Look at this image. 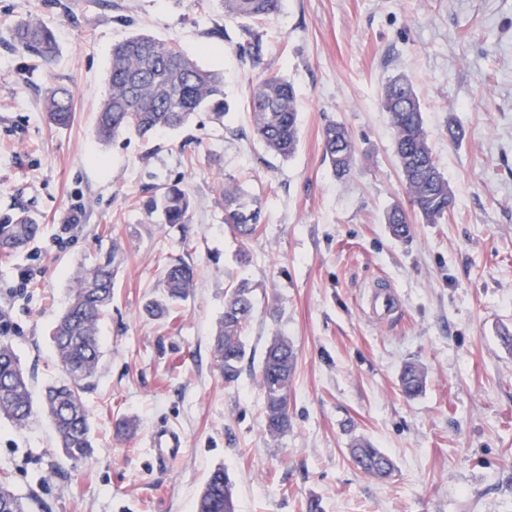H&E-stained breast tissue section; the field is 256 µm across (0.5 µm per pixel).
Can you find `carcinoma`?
<instances>
[{
    "label": "carcinoma",
    "mask_w": 512,
    "mask_h": 512,
    "mask_svg": "<svg viewBox=\"0 0 512 512\" xmlns=\"http://www.w3.org/2000/svg\"><path fill=\"white\" fill-rule=\"evenodd\" d=\"M281 0H224L227 15L260 23L276 15ZM241 56L261 64L264 43L259 32L246 26ZM14 51L44 64L58 56L55 31L30 15L21 16L11 30ZM47 121L66 127L74 119V96L70 89L56 86L42 98ZM388 113L394 133L395 153L411 210L425 224H442L453 209L448 179L429 146L422 107L412 85L402 75L385 85L380 101ZM252 132L266 149L281 158L293 156L300 141L296 90L278 73L265 72L253 87L248 101ZM211 113L222 125L228 111L224 100V76L200 66L174 43H163L145 33H135L112 46L108 92L97 112L99 140L109 142L121 133L139 137L184 126L196 112ZM323 147L335 173L343 177L352 166L354 142L341 123H329L322 130ZM148 206L161 214L165 224H185L191 201L179 184L155 188ZM263 208L259 198L248 195L236 181L224 182V223L243 239L256 236L262 226ZM385 223L396 238L410 233L404 208L394 205L386 211ZM39 225L26 216L0 222V254L10 255L37 235ZM120 249L112 247L91 267L74 276L69 301L52 329V342L65 378L48 386L41 399V411L52 422L57 447L63 458L75 465L94 451L91 422L84 393L95 377L102 358L99 322L112 305L115 263ZM194 267L183 259L163 265L162 291L144 305L152 319L165 317L172 307L186 300L194 285ZM254 308V289L241 281L231 286L224 299L212 343L215 363L224 381L234 382L246 358L245 333ZM297 355L293 344L283 336L267 346L261 365L259 386L263 399L265 433L273 441L292 426L289 388ZM425 371L406 363L399 376L401 392L412 397L423 391ZM35 414L29 378L12 342L0 339V419L14 427H26ZM357 468L385 482L395 472L392 459L367 440H357L351 448ZM34 493L22 495L0 479V512H31ZM195 512H236L234 485L224 468L209 474L195 503Z\"/></svg>",
    "instance_id": "cac0c4a2"
}]
</instances>
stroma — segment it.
<instances>
[{"label": "stroma", "mask_w": 512, "mask_h": 512, "mask_svg": "<svg viewBox=\"0 0 512 512\" xmlns=\"http://www.w3.org/2000/svg\"><path fill=\"white\" fill-rule=\"evenodd\" d=\"M26 13L54 28L52 65L12 50L10 29ZM258 28L259 68L240 58L242 23L221 0H0V220L25 215L40 226L24 250L0 255V311L33 396L63 377L51 332L74 273L112 245L125 251L100 325L104 356L84 394L94 454L60 475L44 414L22 430L1 420L0 474L36 492L34 512H194L219 465L237 512H303L313 496L324 512H512V350L500 341L512 330V0H283ZM137 32L223 71V124L199 112L146 141H99L112 46ZM266 69L298 95L300 143L287 160L251 132L247 102ZM399 72L455 194L448 223L413 220L402 240L384 222L407 196L379 105ZM57 84L75 96L65 128L41 112ZM452 120L466 130L458 144ZM331 121L356 147L342 179L324 154ZM231 179L263 203L264 230L247 241L224 222ZM174 182L192 206L187 223L163 224L144 206L147 189ZM76 204L81 222L58 242ZM171 258L196 267L195 285L165 319L146 318ZM240 277L254 285L255 307L241 375L228 383L212 336ZM380 282L396 304L377 321L365 299ZM277 333L293 343L297 367L292 428L273 442L259 370ZM408 361L427 372L413 398L398 386ZM122 417L136 427L119 436ZM159 430L182 440L165 466L150 445ZM360 438L392 458L389 482L354 467Z\"/></svg>", "instance_id": "35a3bbf8"}]
</instances>
